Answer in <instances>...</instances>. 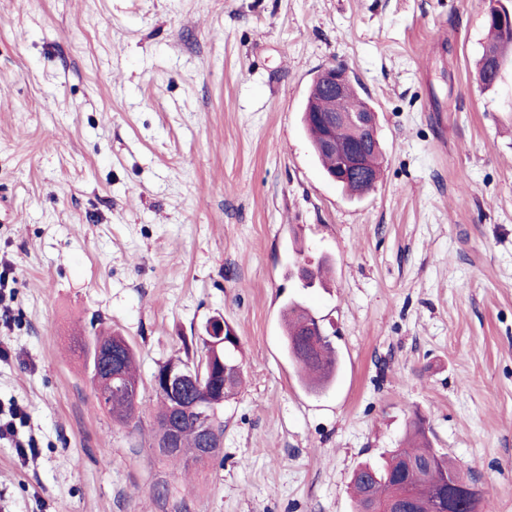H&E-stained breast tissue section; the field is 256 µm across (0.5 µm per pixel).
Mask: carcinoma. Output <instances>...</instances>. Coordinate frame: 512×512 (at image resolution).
Masks as SVG:
<instances>
[{"label":"carcinoma","mask_w":512,"mask_h":512,"mask_svg":"<svg viewBox=\"0 0 512 512\" xmlns=\"http://www.w3.org/2000/svg\"><path fill=\"white\" fill-rule=\"evenodd\" d=\"M512 51V31L506 29L498 33H490L487 44L479 61L478 78L483 91L492 89L485 80L487 65L492 61H499L500 65L507 62V52ZM318 101L326 110L337 107L324 92L320 81L313 82L306 104ZM304 124L311 141L314 152L326 174L336 172V157L320 148L324 137V127L313 112H304ZM336 139L360 140L368 144V166L370 173L380 167V150L378 140L370 133L354 127H336ZM338 185L351 197H360L373 189L372 178L358 179L348 177L338 181ZM283 317L286 322V336L284 350L289 361L294 364L300 373L305 389L309 392H319L328 388L340 370V361L333 341L322 344L311 352L305 347L308 324L314 322L315 315L304 303L291 299L285 302ZM204 357L211 359L212 379L214 385L204 389L196 388L188 383L185 392V401L181 407H176L175 399L163 387V374L174 363L186 365V362L177 359L168 360L160 364L153 373L152 380L158 382L153 387L157 398L156 406L134 398L133 393L112 384V391L106 400L100 401L112 421L121 425L138 426L140 415L154 414V437H164L167 423L175 413L183 418V427L180 438L177 460L192 461L203 464L197 454L201 447L200 436L195 428L197 417L195 405H206L212 408V418L218 438H223L224 423L217 412L224 403L234 398L243 383L241 365L236 358L239 345L237 335H224V345L218 350L210 347L208 340H203ZM112 347L121 352L122 380L131 385L139 384L136 369V354L129 342L118 334L102 333L95 337L90 350L89 369L93 382L106 379L108 374L101 369L99 351ZM458 471V468L448 459V455L441 453L428 444L426 436L425 419L415 416L411 423L402 447L391 452L388 458L377 464H364L356 469L352 476V487L355 494L356 512H364L375 503H384L392 497L409 492L414 498L416 512H435L436 501L448 488V479Z\"/></svg>","instance_id":"obj_1"}]
</instances>
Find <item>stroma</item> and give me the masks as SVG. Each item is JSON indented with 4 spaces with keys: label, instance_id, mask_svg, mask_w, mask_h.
Returning <instances> with one entry per match:
<instances>
[{
    "label": "stroma",
    "instance_id": "obj_1",
    "mask_svg": "<svg viewBox=\"0 0 512 512\" xmlns=\"http://www.w3.org/2000/svg\"><path fill=\"white\" fill-rule=\"evenodd\" d=\"M486 0H0V512H353L360 464L432 447L512 512V62L481 91ZM344 66L377 113L381 177L348 199L303 128ZM326 259L303 290L296 260ZM304 298L342 357L305 391L281 310ZM240 338L246 384L206 467L114 423L75 337L103 323L159 364ZM169 487L157 497L156 483ZM27 419V415L21 407L13 406L7 411L0 408V439H8L15 442V448L18 449V454L24 461L27 460V452L25 448H29L31 455L35 453L34 442L28 440L25 445L20 440L16 439L17 424L16 421L20 422Z\"/></svg>",
    "mask_w": 512,
    "mask_h": 512
}]
</instances>
